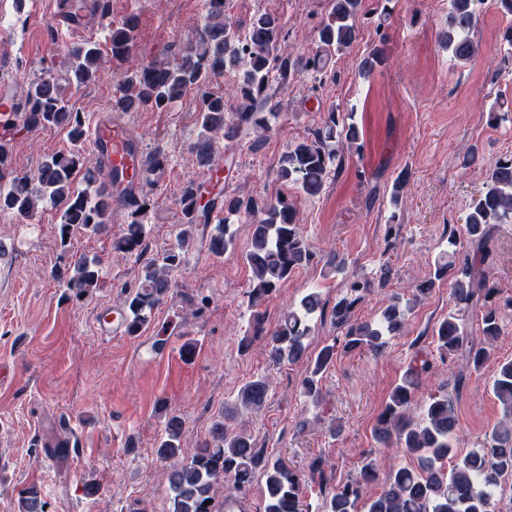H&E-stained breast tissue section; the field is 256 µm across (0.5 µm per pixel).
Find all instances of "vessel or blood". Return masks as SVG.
<instances>
[{
    "label": "vessel or blood",
    "instance_id": "vessel-or-blood-1",
    "mask_svg": "<svg viewBox=\"0 0 512 512\" xmlns=\"http://www.w3.org/2000/svg\"><path fill=\"white\" fill-rule=\"evenodd\" d=\"M15 98L7 85H0V147L9 148L14 136L26 123L23 113L14 109ZM94 155L104 188L113 205L137 207L148 191L165 187L169 175L158 167L141 136L117 112L98 113L91 128ZM98 329L105 336L127 334V317L122 308L106 310L98 318Z\"/></svg>",
    "mask_w": 512,
    "mask_h": 512
}]
</instances>
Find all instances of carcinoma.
Wrapping results in <instances>:
<instances>
[{
  "instance_id": "cac0c4a2",
  "label": "carcinoma",
  "mask_w": 512,
  "mask_h": 512,
  "mask_svg": "<svg viewBox=\"0 0 512 512\" xmlns=\"http://www.w3.org/2000/svg\"><path fill=\"white\" fill-rule=\"evenodd\" d=\"M361 2L332 0L329 17L318 28V51L299 58L288 50L278 15L259 13L241 33L224 19L225 0H205V13L194 43L170 60L155 59L122 71L112 110L163 111L189 93L199 96L202 133L194 150L216 185L224 168L216 157L213 135L222 132L225 138L234 139L251 131L257 138H264L276 115L278 91L304 70L324 72L329 58L349 50L358 41L356 18ZM477 22L475 0H449L444 43L452 64H466L477 56L479 47L470 37ZM137 27L138 17L130 14L112 27L109 47L104 49L95 41H86L68 48L69 84L82 85L94 80L106 55L121 62L132 59ZM383 63V52L373 49L359 59L358 70L370 75ZM226 71L237 76L231 85L230 101L209 87L212 78ZM21 111L30 115L33 125L68 129L74 149L67 154H52L33 174L16 175L1 185L0 211L31 217L39 205L49 202L61 212L62 238L78 228L94 233L106 229L112 223V202L98 186V170L85 169V191L74 188L82 165V114L72 107L53 78L31 83ZM360 139V129L351 116L332 111L313 138L297 143L281 155L277 177L286 184L297 185L308 197L318 196L327 184L333 164L341 160L343 149L361 152ZM408 179L409 172L403 170L394 180L389 198L393 206L399 205ZM210 195L211 191L200 189L192 180L183 189L182 202L205 214L212 205ZM148 205L149 200L144 197L130 212L122 235L113 244L115 252L127 256L139 250L146 234L144 216ZM241 215L256 216L258 220L251 224L250 246L245 253L252 272L249 297L257 311L253 314L252 335L239 340L240 351L247 352L259 340L272 364L296 363L307 355L308 339L312 336L309 318L323 312L321 292H307L297 306L282 313L271 329L264 327L265 315L259 307L291 274L312 263L313 252L295 207L282 195L261 204L252 199L224 197V223L209 232L210 253L234 251L235 239L227 221ZM509 221L512 156H505L485 168L481 189L468 207L464 217L466 249L439 253L429 278L415 285L412 298L404 301L392 297L373 322L357 320L354 310L374 282L356 278L347 293L336 301L331 317L337 336L309 362L302 380L303 394L315 407L324 406L321 380L334 364L336 351L382 353L385 337L400 335L413 306L444 279L449 281L452 308L434 331V348L419 347L413 351L372 429L374 440L381 447L403 449L412 463L391 469L378 495L364 501V488L379 477L377 461L365 457L356 477L336 487L326 499L325 512H358L360 508L364 512H496L494 491L503 480L512 477V360L500 363L492 379V392L504 409L506 421L492 429L480 447L465 455L454 448L459 423L448 391L429 395L419 420L409 414V409L423 381L433 372V353H438L443 361L461 360L465 367L475 370L489 359L487 346L501 335V308L491 302L495 287L490 284L488 268L493 260L497 226ZM194 233L195 225H182L176 243L146 267L144 280L127 294L131 333L140 330L169 293L172 274L187 261ZM99 282V262L85 257L71 261L64 279L65 287L77 297L97 288ZM469 312H478L480 316L467 327L464 316ZM269 390L270 382L263 376L241 386L235 402L224 403V412L214 421L209 437L190 450L181 443L184 421L175 412L168 417L157 455L164 460H177L169 476L170 512H218L219 491L242 493L257 474L264 478V512H306L302 487L308 480L320 488L329 482L332 466L327 460L315 458L306 479L281 459H273L255 448L249 434L230 428V422L242 413L262 410Z\"/></svg>"
}]
</instances>
